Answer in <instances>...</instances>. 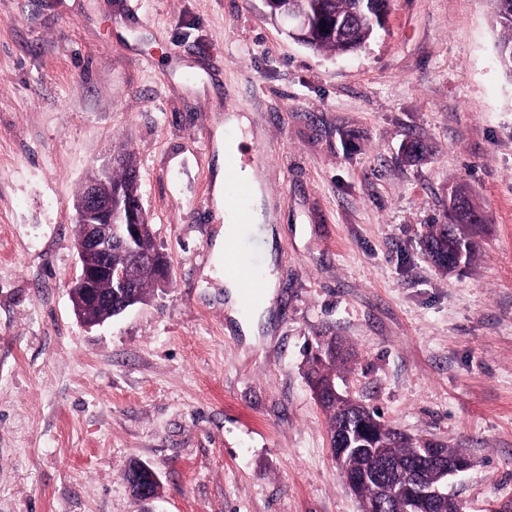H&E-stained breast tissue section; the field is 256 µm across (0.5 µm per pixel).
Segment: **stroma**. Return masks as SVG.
Masks as SVG:
<instances>
[{
    "mask_svg": "<svg viewBox=\"0 0 512 512\" xmlns=\"http://www.w3.org/2000/svg\"><path fill=\"white\" fill-rule=\"evenodd\" d=\"M490 0H390L361 50L314 53L264 0H0V512H357L304 377L475 465L462 512H512V77ZM245 114L272 240L271 332L224 308L215 177ZM426 152L407 160L405 147ZM134 152L169 282L88 327L74 202ZM464 189L477 258H428ZM226 126L234 130V136L224 137V158L226 156L238 155L239 147L245 138L242 135V129L248 127V121L244 116L229 114L226 117ZM326 358L328 359V362L330 363L331 367H327L323 363L322 359L317 358L309 367L307 371V380L310 385L313 381H327L331 378L335 381V366L336 361L341 358V354L339 352L336 354V346L330 345L328 346L326 350ZM143 461L129 460L121 472L122 478L127 482V487L133 498L140 496V490L148 482L149 473L143 466Z\"/></svg>",
    "mask_w": 512,
    "mask_h": 512,
    "instance_id": "stroma-1",
    "label": "stroma"
}]
</instances>
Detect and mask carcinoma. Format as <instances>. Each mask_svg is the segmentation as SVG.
I'll list each match as a JSON object with an SVG mask.
<instances>
[{
  "mask_svg": "<svg viewBox=\"0 0 512 512\" xmlns=\"http://www.w3.org/2000/svg\"><path fill=\"white\" fill-rule=\"evenodd\" d=\"M496 24L502 31L497 45L498 62L501 69L512 77V0H493ZM389 0H269V13L280 16L291 8L306 14L310 24L304 31L301 44L313 52L347 54L362 48L379 30L374 22L376 11L386 8ZM121 163L107 175L95 172L90 180L99 182L106 193L120 194L121 200L131 203L139 198L138 171L131 153L119 154ZM142 231L132 251L112 249V266L139 268L151 258L160 255L155 245L151 228L145 225L143 216H138ZM468 244L466 261L475 258V247L470 242L464 227L458 224H431L425 239V249L436 266L453 270L456 255L462 244ZM155 283L148 279H136L127 288H114L108 276L101 277L97 292L109 297V302L98 304L85 314L108 320L123 309L145 301ZM328 363L316 359L307 371L308 382L327 381L334 377L336 361L341 354L336 346L326 350ZM328 417L330 447L346 448L339 467L347 481L370 469L376 458L391 462L395 470L387 477L369 479L356 486L362 499H383V512H423L414 496L413 487L418 482L434 481L437 470L421 464L424 454L421 441L407 436L380 421L377 412L351 397L328 398L322 405ZM132 497L140 496V490L148 483L149 473L143 462L132 459L121 472Z\"/></svg>",
  "mask_w": 512,
  "mask_h": 512,
  "instance_id": "obj_1",
  "label": "carcinoma"
}]
</instances>
